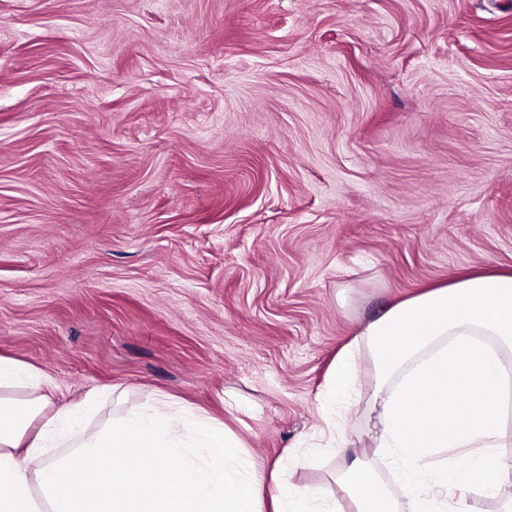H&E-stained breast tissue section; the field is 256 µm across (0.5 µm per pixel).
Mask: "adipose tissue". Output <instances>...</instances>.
I'll list each match as a JSON object with an SVG mask.
<instances>
[{
	"instance_id": "adipose-tissue-1",
	"label": "adipose tissue",
	"mask_w": 512,
	"mask_h": 512,
	"mask_svg": "<svg viewBox=\"0 0 512 512\" xmlns=\"http://www.w3.org/2000/svg\"><path fill=\"white\" fill-rule=\"evenodd\" d=\"M375 367L369 402L377 424L374 455L396 469L405 494L394 498L355 457L336 475V494L264 477L224 423L207 413L175 410L158 394L143 410L91 416L114 403L94 393L44 415L52 381L36 366L0 356V512H467L447 507L442 491L467 493L491 468L506 436L498 416L512 373V272L468 273L389 305L357 333ZM178 455V468L161 460Z\"/></svg>"
}]
</instances>
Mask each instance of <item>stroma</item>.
<instances>
[{
  "instance_id": "1",
  "label": "stroma",
  "mask_w": 512,
  "mask_h": 512,
  "mask_svg": "<svg viewBox=\"0 0 512 512\" xmlns=\"http://www.w3.org/2000/svg\"><path fill=\"white\" fill-rule=\"evenodd\" d=\"M512 269V0H0V355L331 495L353 333ZM350 354L340 359L334 370V394L332 405L326 410V414L332 418L336 425V393L342 396L346 394L347 386L352 384Z\"/></svg>"
}]
</instances>
